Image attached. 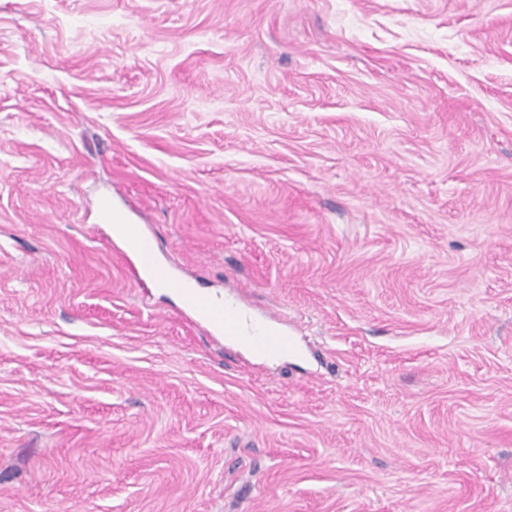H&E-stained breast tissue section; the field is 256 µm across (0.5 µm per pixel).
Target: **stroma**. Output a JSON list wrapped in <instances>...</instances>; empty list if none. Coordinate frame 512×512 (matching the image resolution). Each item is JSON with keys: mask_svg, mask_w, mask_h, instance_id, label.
Returning a JSON list of instances; mask_svg holds the SVG:
<instances>
[{"mask_svg": "<svg viewBox=\"0 0 512 512\" xmlns=\"http://www.w3.org/2000/svg\"><path fill=\"white\" fill-rule=\"evenodd\" d=\"M0 512H512V0H0ZM138 235L142 242V253L135 255L138 261V266L135 268V276L142 281L145 277L150 279L151 275L158 271L155 263V246L153 240L144 233H138ZM185 306L195 317L204 318L213 330L226 337L235 336L239 330L237 316L224 308V304L199 295H187ZM251 344L256 350L268 354H280L284 352L287 347L288 351L294 348V342L292 340L277 336H256Z\"/></svg>", "mask_w": 512, "mask_h": 512, "instance_id": "35a3bbf8", "label": "stroma"}]
</instances>
